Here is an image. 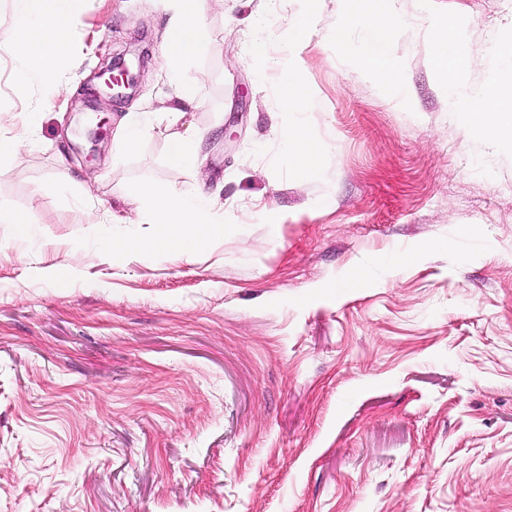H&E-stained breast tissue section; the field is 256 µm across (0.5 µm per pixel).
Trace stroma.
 <instances>
[{
    "mask_svg": "<svg viewBox=\"0 0 512 512\" xmlns=\"http://www.w3.org/2000/svg\"><path fill=\"white\" fill-rule=\"evenodd\" d=\"M306 6L207 0L185 102L172 0H82L51 98L17 88L20 3L0 0V133L30 138L0 160V206L34 233L0 224V512H512V142L466 134L434 63L445 19L470 87L512 84L491 58L512 0H393L389 87L333 44L340 0ZM303 22L297 116L278 59ZM128 49L133 95L90 106ZM297 118L323 146L306 175L281 138ZM178 132L196 168L170 163ZM133 182L196 190L225 225L148 257ZM144 120L127 123L120 126L116 131V137L120 140L127 151H134L143 136Z\"/></svg>",
    "mask_w": 512,
    "mask_h": 512,
    "instance_id": "1",
    "label": "stroma"
}]
</instances>
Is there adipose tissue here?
<instances>
[{"instance_id":"obj_1","label":"adipose tissue","mask_w":512,"mask_h":512,"mask_svg":"<svg viewBox=\"0 0 512 512\" xmlns=\"http://www.w3.org/2000/svg\"><path fill=\"white\" fill-rule=\"evenodd\" d=\"M23 12L11 42L10 53L25 58L27 68L17 76L18 85H26L37 77L46 87L56 85L55 66L71 49L69 28L79 0H22ZM392 0H343L342 19L336 26L334 41L338 47L350 49L365 73L382 86L394 85L401 70L389 58L387 47L393 35L389 22ZM204 0H176V7L163 45L164 73L180 86L183 100L197 96L195 86L185 79L187 63L204 54L208 36L203 20ZM363 20L364 36L359 44H350L347 28L354 20ZM436 42L435 63L448 74V96L455 111L466 117L470 136L487 142L512 134V91L499 85L480 89L468 88L456 61L464 48V40L450 22H441ZM289 161L299 171L311 169L320 155V146L308 128L289 126L283 134ZM124 193L134 202L150 207L154 235L147 249L183 256L201 248L203 228L222 225L205 197L190 189L172 187L156 191L145 183L128 184Z\"/></svg>"}]
</instances>
